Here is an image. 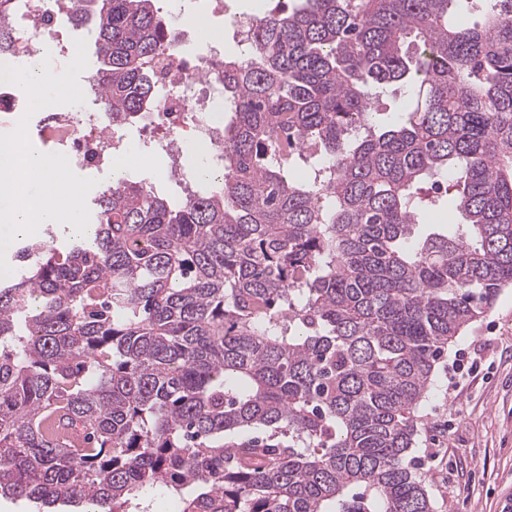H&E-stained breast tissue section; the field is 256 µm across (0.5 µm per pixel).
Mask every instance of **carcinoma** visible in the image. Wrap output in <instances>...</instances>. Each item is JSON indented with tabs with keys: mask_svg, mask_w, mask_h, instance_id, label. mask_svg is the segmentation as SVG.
<instances>
[{
	"mask_svg": "<svg viewBox=\"0 0 512 512\" xmlns=\"http://www.w3.org/2000/svg\"><path fill=\"white\" fill-rule=\"evenodd\" d=\"M294 0L224 62L220 181L124 178L0 285V496L42 512H433L435 364L512 287V0ZM14 0H0V59ZM112 125L153 108L154 0H78ZM417 98L376 120L380 90ZM442 200L465 223L418 234ZM87 430L79 450L41 428ZM263 429L265 440L253 439ZM142 506H148L151 511L161 512H182L183 503L176 497L170 496L163 488L155 487L144 491L142 494ZM176 504V509H171L169 505Z\"/></svg>",
	"mask_w": 512,
	"mask_h": 512,
	"instance_id": "obj_1",
	"label": "carcinoma"
}]
</instances>
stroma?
<instances>
[{
	"label": "stroma",
	"mask_w": 512,
	"mask_h": 512,
	"mask_svg": "<svg viewBox=\"0 0 512 512\" xmlns=\"http://www.w3.org/2000/svg\"><path fill=\"white\" fill-rule=\"evenodd\" d=\"M223 15L205 19L222 37L225 55L247 49L227 31V18L256 19L277 0H223ZM503 351L487 375L448 393V369L463 350ZM419 432L409 455L431 494L434 512H512V288L467 326L438 361L432 392L419 409Z\"/></svg>",
	"instance_id": "1"
}]
</instances>
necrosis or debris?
Wrapping results in <instances>:
<instances>
[{"label":"necrosis or debris","instance_id":"1","mask_svg":"<svg viewBox=\"0 0 512 512\" xmlns=\"http://www.w3.org/2000/svg\"><path fill=\"white\" fill-rule=\"evenodd\" d=\"M15 4V37L9 47L13 59L29 60L35 42L42 40L52 43L57 60L73 57L75 47L67 27L77 0H15ZM187 41V33L174 35L170 69L161 82L164 93L146 114L148 124L166 131L164 150L179 162L186 159L193 144L212 147L222 131L215 104L224 98V57L209 45L188 52ZM27 104L21 87L0 83V126L10 132L23 116H30L40 129L41 141L67 154L79 170L103 163L119 148L110 132L112 117L107 113L43 109L30 115Z\"/></svg>","mask_w":512,"mask_h":512}]
</instances>
